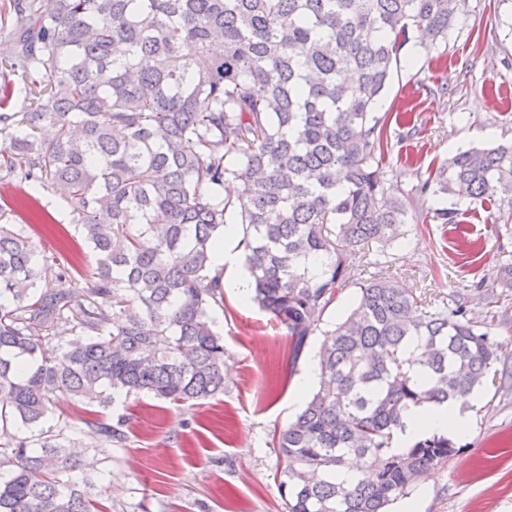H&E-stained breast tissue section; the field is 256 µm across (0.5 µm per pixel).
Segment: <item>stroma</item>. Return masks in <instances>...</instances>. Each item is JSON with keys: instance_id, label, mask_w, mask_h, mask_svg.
<instances>
[{"instance_id": "obj_1", "label": "stroma", "mask_w": 512, "mask_h": 512, "mask_svg": "<svg viewBox=\"0 0 512 512\" xmlns=\"http://www.w3.org/2000/svg\"><path fill=\"white\" fill-rule=\"evenodd\" d=\"M376 112L389 116L382 202L405 197L417 172L458 151L512 142V0H468L437 48L409 43ZM445 206L428 198L424 222L407 224L394 244H369L356 262L421 295L427 310L464 301L470 318L503 344L504 357L475 394L471 433L457 438L458 453L428 471L410 498L419 512H512V289L497 282L500 260L512 257V226L492 228L483 211L445 224L434 215ZM0 208L67 267L64 287L89 285L96 257L59 191L33 196L26 185L2 179ZM224 248V304L211 310L227 351L223 394L179 406L147 394L108 405H53L76 427L90 463L73 479L89 481L112 512H285V462L272 434L301 411L307 394L296 382L322 336L312 335L291 364L284 328L238 298L247 275L237 238L225 239ZM97 422L122 424V445L103 446Z\"/></svg>"}]
</instances>
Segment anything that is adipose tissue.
Returning a JSON list of instances; mask_svg holds the SVG:
<instances>
[{
	"instance_id": "ef3b65f1",
	"label": "adipose tissue",
	"mask_w": 512,
	"mask_h": 512,
	"mask_svg": "<svg viewBox=\"0 0 512 512\" xmlns=\"http://www.w3.org/2000/svg\"><path fill=\"white\" fill-rule=\"evenodd\" d=\"M472 396L457 397L442 404L428 403L409 411L398 436L399 447H407L425 435L451 438L467 434L471 426Z\"/></svg>"
}]
</instances>
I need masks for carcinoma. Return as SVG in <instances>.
<instances>
[{"label": "carcinoma", "mask_w": 512, "mask_h": 512, "mask_svg": "<svg viewBox=\"0 0 512 512\" xmlns=\"http://www.w3.org/2000/svg\"><path fill=\"white\" fill-rule=\"evenodd\" d=\"M467 0H10L0 46V171L58 189L97 257L90 285L0 212V512H102L44 429L54 397L145 393L183 404L224 392V305L212 250L239 224L250 300L286 329L292 364L356 251L385 246L427 194L512 224V144L471 148L379 205L384 119L402 50L431 48ZM29 104L9 112V77ZM239 182L235 196L224 183ZM502 345L452 309L422 310L384 275L322 334L319 383L273 447L287 512H388L456 443L398 450L407 412L481 388ZM24 428L29 435L21 437ZM104 445L120 426L96 425ZM365 461L347 482V455Z\"/></svg>", "instance_id": "1"}]
</instances>
